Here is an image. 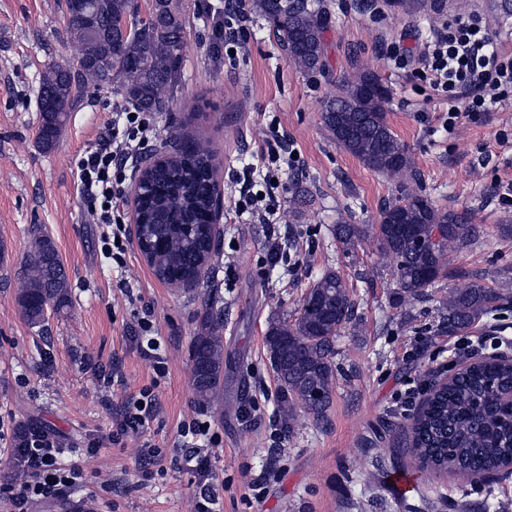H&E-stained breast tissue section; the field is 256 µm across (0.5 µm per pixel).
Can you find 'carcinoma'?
I'll return each mask as SVG.
<instances>
[{"label": "carcinoma", "instance_id": "carcinoma-1", "mask_svg": "<svg viewBox=\"0 0 512 512\" xmlns=\"http://www.w3.org/2000/svg\"><path fill=\"white\" fill-rule=\"evenodd\" d=\"M256 7L273 23L296 69L306 74L320 69L324 18L310 0H288L286 6L281 0H256ZM65 9L66 39L76 48L77 64L53 65L41 75L38 140L45 152L56 147L69 113L82 104L88 89L114 84L140 110L165 112L179 78L185 19L177 0H151L144 19L136 18L133 0H65ZM378 84L379 78L367 73L345 80L344 93L322 110L321 121L338 144L366 165L414 181L406 147L387 124V93L365 92ZM174 137L169 162L143 173L138 210L154 275L164 283L191 284L213 252L217 169L195 138L180 132ZM481 232L470 213L441 208L408 187L384 204L379 223L370 230L347 221L333 226L347 250L361 237L372 236L379 253L391 259L397 285L410 302L448 275L449 253L463 250ZM500 300L496 289L477 278L449 296L444 321L451 331L462 329ZM16 303L32 328L44 324L47 308L60 312L71 306L67 271L53 240L41 231L33 233ZM353 317L349 288L330 271L309 289L294 322L270 327L267 351L289 420L298 421L297 406L316 420L325 418L333 392V344ZM191 361L195 398L211 407L224 394V341L208 311L193 337ZM406 447L430 471L483 483L482 502L468 507L487 512L493 493L488 479L512 462V361L490 355L429 395L413 420Z\"/></svg>", "mask_w": 512, "mask_h": 512}]
</instances>
